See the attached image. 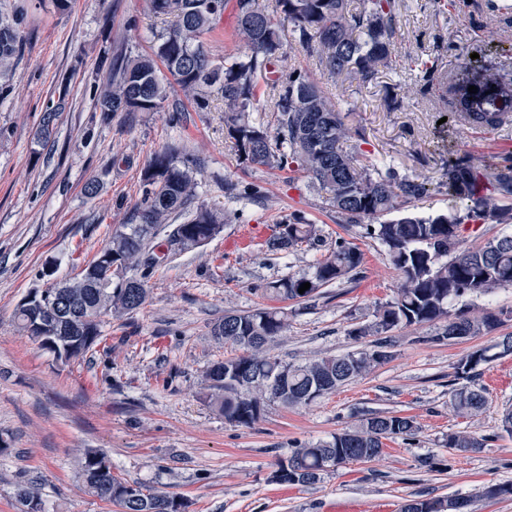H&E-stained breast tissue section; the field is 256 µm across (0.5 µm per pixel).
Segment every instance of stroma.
I'll return each instance as SVG.
<instances>
[{
    "label": "stroma",
    "mask_w": 512,
    "mask_h": 512,
    "mask_svg": "<svg viewBox=\"0 0 512 512\" xmlns=\"http://www.w3.org/2000/svg\"><path fill=\"white\" fill-rule=\"evenodd\" d=\"M454 2L441 10L432 0H396L400 55L441 54L447 86L485 69L512 76V26L478 14L483 0ZM24 5L22 53L0 88V512H19L15 490L26 483L37 485L44 512H120L81 488L86 448L104 452L128 482L183 497L188 512H332L349 502L365 512H400L413 497L475 495L512 482V434L501 427L512 405V355L484 366L481 413L458 415L448 406L457 363L512 335V319L474 339L442 338L435 324L396 327L387 334L388 360L365 377L307 405L267 403L248 427L226 421L210 403L204 372L239 350L212 338L215 321L270 306L267 283L308 270L341 238L364 255L360 277L325 287L315 299L285 302L288 331L267 346L290 363L340 355L364 347L351 332L392 298L399 274L385 247L363 225L339 223L303 174L240 164L221 99L201 112L173 87L160 111L99 112L96 89L111 77L113 57L150 53L164 27L147 0H71L64 12L55 0ZM463 49L469 58L460 57ZM282 64L327 83L363 129L364 154L409 175L438 180L451 149L478 164L512 152V123L472 130L450 117L438 95H411L387 110V89L414 86L413 70H384L368 85L345 77L331 83L295 44ZM58 100L55 133L39 142L41 118ZM173 142L197 162L198 203L230 212L231 222L153 271L139 310L105 315L103 339L85 356L55 361L19 329L17 305L51 278L79 273L111 240L142 199L148 161ZM90 182L98 186L91 196ZM228 182L237 197L225 195ZM296 217L316 224L317 241L269 251V239ZM49 269L54 277H46ZM378 412L413 417L414 433L316 484L271 481L277 459L297 444L330 439ZM452 433L483 446L451 449ZM424 458L434 469L421 467Z\"/></svg>",
    "instance_id": "stroma-1"
}]
</instances>
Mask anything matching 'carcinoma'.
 Listing matches in <instances>:
<instances>
[{"instance_id":"carcinoma-1","label":"carcinoma","mask_w":512,"mask_h":512,"mask_svg":"<svg viewBox=\"0 0 512 512\" xmlns=\"http://www.w3.org/2000/svg\"><path fill=\"white\" fill-rule=\"evenodd\" d=\"M151 12L169 24L157 34L151 53L124 56L112 65V83L101 90V112H155L167 100V85L160 79L163 64L180 91L193 99L198 111L208 109L209 98L224 100L228 137L238 159L281 171H299L309 184L324 193V202L346 224L365 225L366 234L387 247V257L399 272L394 296L379 304L374 320L350 331L358 338L380 336L398 326L444 322L441 335L450 339L485 336L502 324L504 311L485 309L477 314L448 305L467 294L490 295L512 288V234H501L479 245L461 237V225L512 222V158L479 166L467 155L448 151L436 186L426 178L411 177L390 163H363L345 153L342 143L361 129L350 126L326 87L301 70L284 69L287 41L318 57L328 78L351 77L370 83L382 69L403 63L397 52L396 0H275L276 9L291 25L290 35L274 23L264 0H234L236 35L247 48L242 58L216 62L205 36L224 15L229 0H148ZM23 38L17 15L0 10V78L7 75L21 54ZM443 64L439 55L417 62L419 92L433 93ZM269 89L275 129L248 118L260 85ZM484 88L476 93L457 84L449 89L448 107L474 129L493 131L512 117V78L487 72ZM57 113L42 116L38 137L47 142L54 134ZM196 161L183 146L172 143L154 154L142 173L143 198L130 219L112 233L77 276L50 283L30 293L32 300L18 304L19 328L54 359L68 362L84 356L101 339V316L123 315L147 301L144 278L175 256L204 245L223 229L227 214L194 205ZM445 192L459 207L436 216L409 213L431 191ZM398 213L400 217L382 220ZM186 216L175 225L166 242L156 241L161 225L171 216ZM317 238V228L299 218L268 242L272 251L292 250ZM363 265L358 247L338 239L327 255L309 270L268 283L264 295L275 300H310L320 289L356 279ZM140 271L141 277L121 276ZM310 283L304 293L298 289ZM288 330V315L277 307H262L243 314L228 313L210 328L218 341L231 343L242 354L210 365L206 377L216 395L215 405L224 420L240 426L254 424L266 403L306 405L350 380L363 377L389 355L382 342L338 356L306 363H289L269 354L271 341ZM500 351L476 349L460 359L451 408L461 414L481 412L486 399L471 385L482 367L497 357L512 354V337L496 344ZM414 431L410 416L375 414L353 429L329 440L308 443L275 463L271 479L286 485H313L331 467L368 462L383 453L385 441ZM483 443L472 436L448 435V447L476 451ZM85 490L120 507V512H187L180 496L149 491L133 496L138 483L112 473L102 452L87 448L80 460ZM15 497L23 512H39L36 486L20 485Z\"/></svg>"}]
</instances>
